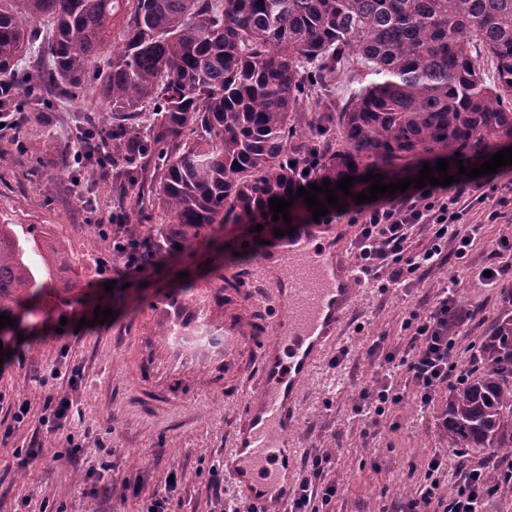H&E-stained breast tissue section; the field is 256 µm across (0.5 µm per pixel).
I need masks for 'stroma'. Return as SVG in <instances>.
<instances>
[{
	"mask_svg": "<svg viewBox=\"0 0 512 512\" xmlns=\"http://www.w3.org/2000/svg\"><path fill=\"white\" fill-rule=\"evenodd\" d=\"M19 101L28 123L19 137L0 135V222L49 230L72 259L77 285L51 292L23 328V341L4 345L10 356L0 360V512H134L160 497L166 512H217L218 497L239 495L229 479L214 491L213 479L225 468L252 395L254 358H246L231 384L204 368L150 375L125 353L124 340L145 335L146 300L190 292L227 268H249L265 250L261 235L228 224L135 276L115 270L102 277L99 265L112 254L103 242L88 252L87 243L97 234V220L112 209V179L86 173L94 205L85 207L71 191L66 156L84 115L94 113L108 130L112 109L91 81L73 98L50 92L39 101L26 95ZM510 233L512 223L485 225L466 259L449 257L412 288L384 293L369 283L359 286L351 321L300 388L292 474L301 479L310 453L332 450L326 479L338 493L323 512H394L418 497L427 459L451 447L438 426L450 388L426 410L408 399L396 405L394 430L355 413L359 392L378 378L384 353L407 351L403 321L409 312L433 306L453 277L463 282L462 303L482 308L452 354L458 369L474 365L480 343L504 317L499 287L483 285L475 274L490 240ZM108 279L115 283L109 293L103 288ZM98 307L113 310L114 320L94 323ZM51 365L63 380L40 386ZM74 372L79 379L71 386L66 377ZM50 394L72 402L68 421L55 432L41 424ZM20 400L28 401L30 415L18 425L13 412ZM25 448L41 456L21 466L15 455Z\"/></svg>",
	"mask_w": 512,
	"mask_h": 512,
	"instance_id": "stroma-1",
	"label": "stroma"
}]
</instances>
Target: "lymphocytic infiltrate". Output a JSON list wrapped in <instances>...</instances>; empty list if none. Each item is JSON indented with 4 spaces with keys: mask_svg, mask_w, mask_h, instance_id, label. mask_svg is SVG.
Listing matches in <instances>:
<instances>
[{
    "mask_svg": "<svg viewBox=\"0 0 512 512\" xmlns=\"http://www.w3.org/2000/svg\"><path fill=\"white\" fill-rule=\"evenodd\" d=\"M483 203L482 223H470L468 213L476 203ZM358 225L353 242L355 265L361 282H374L382 290H396L415 285L423 276L441 266L445 249L457 256L470 251L481 224H511L512 198L494 181L478 185L468 179L429 190L412 189L404 195L375 200L352 207L346 212H330L323 223L338 219ZM428 231L427 244L412 245L415 229ZM461 283L449 279L435 306L425 311H411L404 323L409 330L410 349L404 355L389 352L384 356L388 367L371 389L362 390L356 412L371 415L372 425H379L390 407L401 402L402 395L392 383V369L404 368L413 385V396L420 408L431 407L449 380L463 381L467 373L457 370L451 360L465 327L479 314L473 306L463 305L459 296ZM332 453L318 450L310 454L308 469L289 501V512H320L336 496L335 484L325 481V471ZM448 455L433 454L427 461L426 484L420 498L403 503L402 512H421L422 506L434 505V512H483L488 498L500 483H512V470L505 471L499 483H492L484 464L469 466L453 491H445Z\"/></svg>",
    "mask_w": 512,
    "mask_h": 512,
    "instance_id": "f902f5d3",
    "label": "lymphocytic infiltrate"
}]
</instances>
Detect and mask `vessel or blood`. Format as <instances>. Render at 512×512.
<instances>
[{
	"mask_svg": "<svg viewBox=\"0 0 512 512\" xmlns=\"http://www.w3.org/2000/svg\"><path fill=\"white\" fill-rule=\"evenodd\" d=\"M264 289L226 294L224 278L147 303L150 327H162L142 353L167 368L210 367L238 376L241 344L259 364L258 394L245 407L227 467L259 512H288V471L296 451L299 390L355 307V274L344 224H312L285 235L256 263Z\"/></svg>",
	"mask_w": 512,
	"mask_h": 512,
	"instance_id": "b4317fda",
	"label": "vessel or blood"
}]
</instances>
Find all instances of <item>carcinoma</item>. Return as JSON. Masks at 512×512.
I'll use <instances>...</instances> for the list:
<instances>
[{
    "label": "carcinoma",
    "instance_id": "carcinoma-1",
    "mask_svg": "<svg viewBox=\"0 0 512 512\" xmlns=\"http://www.w3.org/2000/svg\"><path fill=\"white\" fill-rule=\"evenodd\" d=\"M118 16L121 47L92 72ZM37 19L52 24L44 49ZM36 50L59 95L91 78L112 108L113 214L147 183L164 216L130 238L149 264L217 227L271 223L299 160L334 190L347 175L396 183L425 162L480 165L512 148V0H0V78ZM351 59L370 81L339 104L316 98L303 123L312 87ZM47 236L0 224V314L18 325L76 286ZM479 355L448 400V439L511 453L512 317Z\"/></svg>",
    "mask_w": 512,
    "mask_h": 512
}]
</instances>
